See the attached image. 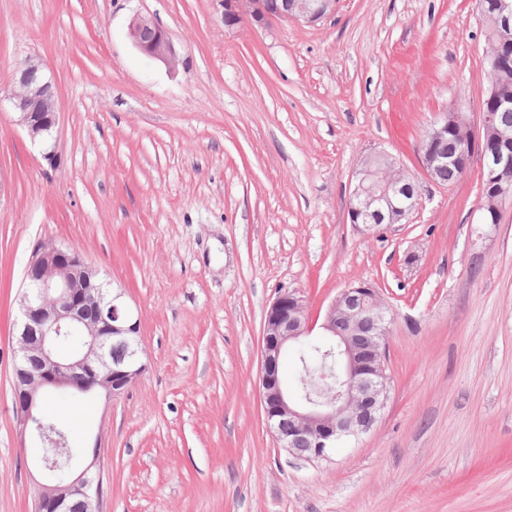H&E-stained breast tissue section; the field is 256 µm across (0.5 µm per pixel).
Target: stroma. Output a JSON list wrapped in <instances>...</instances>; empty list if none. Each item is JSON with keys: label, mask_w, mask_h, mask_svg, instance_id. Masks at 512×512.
<instances>
[{"label": "stroma", "mask_w": 512, "mask_h": 512, "mask_svg": "<svg viewBox=\"0 0 512 512\" xmlns=\"http://www.w3.org/2000/svg\"><path fill=\"white\" fill-rule=\"evenodd\" d=\"M138 14L174 65L132 44ZM486 48L476 0L233 27L219 0H0V92L34 58L59 109L44 145L0 108V512H34L45 478L13 394L43 243L80 252L140 321L124 394L46 399L98 446L103 512H512V202L480 223V158L446 186L420 151L440 112L478 124ZM378 150L418 200L367 231L350 195ZM358 282L392 317L386 405L329 459L297 457L260 402L266 312L294 290L318 325ZM146 32L149 39H143ZM129 37L136 49L149 59L173 65L177 61V52L168 32L158 26L151 18L135 16L129 25Z\"/></svg>", "instance_id": "stroma-1"}]
</instances>
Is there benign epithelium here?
I'll list each match as a JSON object with an SVG mask.
<instances>
[{
    "label": "benign epithelium",
    "instance_id": "benign-epithelium-1",
    "mask_svg": "<svg viewBox=\"0 0 512 512\" xmlns=\"http://www.w3.org/2000/svg\"><path fill=\"white\" fill-rule=\"evenodd\" d=\"M220 2L226 16L249 18L259 25L268 20L264 0ZM335 8L336 0H281L278 14L285 21L312 23ZM496 11L498 41L508 46L512 44V0H497ZM129 37L147 58L168 65L177 61L168 32L151 18L135 16L129 25ZM485 96L496 102V111L480 110L479 127H472L460 112H441L428 132L429 140L442 138L449 128L461 123L468 132L461 151L470 153L475 138L498 130L497 112L512 108V100L498 96L494 86L486 90ZM9 99L17 115L16 124L32 141H42L56 126L57 98L51 82L42 76L40 62L29 61L19 70ZM499 140V152L482 158L483 183L493 200L488 209L496 213L512 199V184L503 180V172L512 166V138L502 132ZM446 165L447 153H422V166L428 177H434L437 169ZM391 170L390 166L376 172L367 165L361 167L351 194V223L361 220L378 227L414 209L412 185L391 174ZM24 281L15 365L22 381L13 384L18 422L23 435L43 448H55L58 455L62 453L60 440L35 420L43 397L74 387L78 377L87 375L97 380V388L105 392L106 399L122 395L145 369L140 361V324L120 302L119 294L100 301L95 322L84 319V289L101 287L98 270L68 246L36 248L28 261ZM83 326L89 335L85 347L75 353L60 351L54 337ZM321 328L332 341L330 352L336 354L347 378L341 388L328 390L321 402L301 399L279 375L282 351L312 332L303 300L295 292L281 294L273 301L262 335L261 403L267 424L282 447L293 454L303 448L307 459L326 458L338 443L368 433L387 400L386 309L377 290L362 282L342 289L330 303ZM33 359L41 365L37 373L26 369ZM285 417L286 432L281 427ZM100 468L96 455L81 471L72 472L66 496L49 479L37 484L36 512H101Z\"/></svg>",
    "mask_w": 512,
    "mask_h": 512
}]
</instances>
